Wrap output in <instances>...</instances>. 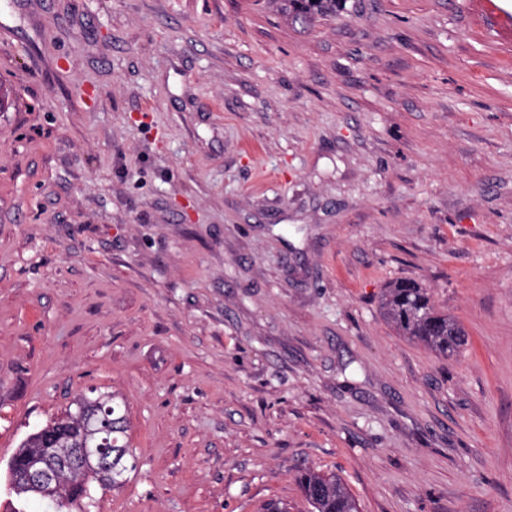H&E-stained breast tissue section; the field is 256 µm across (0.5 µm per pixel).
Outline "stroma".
<instances>
[{
	"mask_svg": "<svg viewBox=\"0 0 512 512\" xmlns=\"http://www.w3.org/2000/svg\"><path fill=\"white\" fill-rule=\"evenodd\" d=\"M0 512L89 389L94 512H512V0H0ZM413 279L468 343L385 320ZM278 12L292 25L301 28L335 17L345 7L346 0H273ZM92 391L80 393L65 411L72 413L70 421L61 425L55 419H50L43 426L27 435L20 443L19 448L12 456L10 463L11 485L18 496H33L25 491L24 484L14 479V472H21L34 460H52L58 456L66 455L81 440L85 432V421L80 407L86 404V399H96L91 396ZM72 406L73 409H72ZM102 416L104 420L112 413L113 419H121L115 427L112 425V439L116 438L117 444L112 447V440L100 438V434L106 432L100 427L97 420H89V438L75 448L69 456H64L54 465H48L42 461L35 462L24 476L27 487L41 500H49L56 509L60 506L55 498V485L57 475L64 468L77 470L92 469L98 473L100 481L107 486H112V448H130L128 440L129 421L126 415V404L117 402L112 396V402L106 403ZM34 497V496H33ZM296 479L311 512H359L356 500L335 474L305 467Z\"/></svg>",
	"mask_w": 512,
	"mask_h": 512,
	"instance_id": "1",
	"label": "stroma"
}]
</instances>
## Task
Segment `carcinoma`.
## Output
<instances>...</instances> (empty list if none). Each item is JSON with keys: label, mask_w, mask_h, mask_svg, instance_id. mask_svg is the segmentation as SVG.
<instances>
[{"label": "carcinoma", "mask_w": 512, "mask_h": 512, "mask_svg": "<svg viewBox=\"0 0 512 512\" xmlns=\"http://www.w3.org/2000/svg\"><path fill=\"white\" fill-rule=\"evenodd\" d=\"M278 12L292 25L302 28L336 16L346 0H274ZM385 318L402 336L422 342L442 354L452 355L466 343L462 325L454 317L434 305L431 295L414 280L396 281L385 289L382 297ZM91 398V393H80L72 402V418L65 424L50 419L43 426L27 435L12 456L10 472H21L34 460H52L67 454L81 440L85 421L80 407ZM112 418L119 424L112 428L118 448L129 447V421L126 404L110 402ZM297 482L311 512H359L358 505L346 485L334 474H325L305 467L298 471ZM97 478L92 473L79 476L64 472L59 477L58 498L69 504L86 501V493Z\"/></svg>", "instance_id": "cac0c4a2"}]
</instances>
